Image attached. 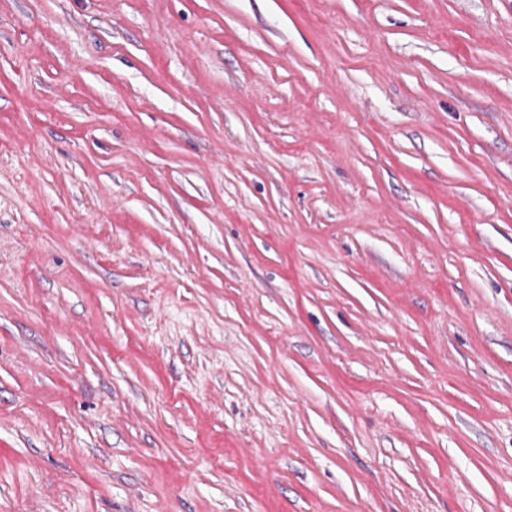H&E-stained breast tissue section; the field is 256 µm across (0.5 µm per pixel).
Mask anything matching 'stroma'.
<instances>
[{"label":"stroma","mask_w":512,"mask_h":512,"mask_svg":"<svg viewBox=\"0 0 512 512\" xmlns=\"http://www.w3.org/2000/svg\"><path fill=\"white\" fill-rule=\"evenodd\" d=\"M0 512H512V0H0Z\"/></svg>","instance_id":"stroma-1"}]
</instances>
